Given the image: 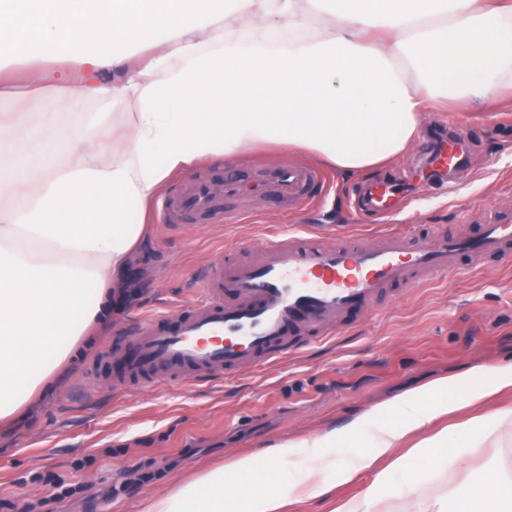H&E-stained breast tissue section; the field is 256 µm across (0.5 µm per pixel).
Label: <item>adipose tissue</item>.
Instances as JSON below:
<instances>
[{
	"label": "adipose tissue",
	"instance_id": "ef3b65f1",
	"mask_svg": "<svg viewBox=\"0 0 512 512\" xmlns=\"http://www.w3.org/2000/svg\"><path fill=\"white\" fill-rule=\"evenodd\" d=\"M24 72L38 112L21 103L0 113L5 427L50 389L92 327L108 326L171 179L263 145L347 174L388 165L429 113L512 96V0H0V84ZM63 101L78 124H57ZM452 388L475 405L512 389V367L438 380L347 429L284 442L281 457L303 447L317 464L287 492L225 498V476L252 469L239 457L143 512H284L290 497L352 482L422 430L436 467L464 472L436 497L437 512H512L506 478L468 465L475 449L499 447L512 411L470 416L448 450L433 425L457 410ZM365 433L369 453L345 465L326 456Z\"/></svg>",
	"mask_w": 512,
	"mask_h": 512
}]
</instances>
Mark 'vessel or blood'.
I'll return each mask as SVG.
<instances>
[{"instance_id":"b4317fda","label":"vessel or blood","mask_w":512,"mask_h":512,"mask_svg":"<svg viewBox=\"0 0 512 512\" xmlns=\"http://www.w3.org/2000/svg\"><path fill=\"white\" fill-rule=\"evenodd\" d=\"M468 145L455 131L437 133L423 148V167L401 181L381 182L358 198L360 209L383 218L413 181L422 186L451 183L461 173ZM322 174L306 165L279 164L246 181L227 176L223 188L205 179L189 180L159 203L168 223L185 215L217 217L219 199L246 194L275 196L291 206L309 202ZM473 260L512 253V222L487 224L474 240L435 231L424 237L382 234L372 246L311 243L308 234L267 239L247 264L228 263L216 254L201 280L203 297L179 315L139 320L126 331V359L119 382L197 381L235 373L288 354L303 343L341 329L350 311L375 303L388 286L416 284L426 274L457 271L461 254ZM232 302H225V295Z\"/></svg>"}]
</instances>
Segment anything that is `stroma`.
<instances>
[{
	"mask_svg": "<svg viewBox=\"0 0 512 512\" xmlns=\"http://www.w3.org/2000/svg\"><path fill=\"white\" fill-rule=\"evenodd\" d=\"M442 118L466 126L470 172L454 195L417 204L408 229L418 237L437 229L472 237L501 214H512V100L488 112H446ZM418 155L411 149L361 177L323 168L313 201L297 210L244 198L232 201L240 218L228 224L200 215L166 224L153 215L122 281L131 300L113 315L112 330L65 371L27 420L0 429V512H142L146 501L240 456L252 457L255 467L238 475V483L263 485L273 471L288 482L312 461L304 454L273 458L278 444L343 429L373 407L434 380L477 367L512 366V261L489 257L459 274L389 289L373 309L351 315L345 329L232 375L135 391L115 388L110 365L100 380L89 377L100 355L121 356L118 327L155 314L178 315L196 300V277L217 252L247 261L256 244L312 227L328 241L376 238L381 225L349 208L353 190L398 177ZM283 160L265 150L231 168L199 164L192 175L219 186L226 174L248 179ZM410 453L405 444L377 462L387 474L377 512H428L423 491L413 488V474L425 471L432 486L438 477L431 458L413 461ZM373 480L372 473H362L356 483L299 500L288 512H337ZM69 488L73 496L60 499Z\"/></svg>",
	"mask_w": 512,
	"mask_h": 512,
	"instance_id": "obj_1",
	"label": "stroma"
}]
</instances>
